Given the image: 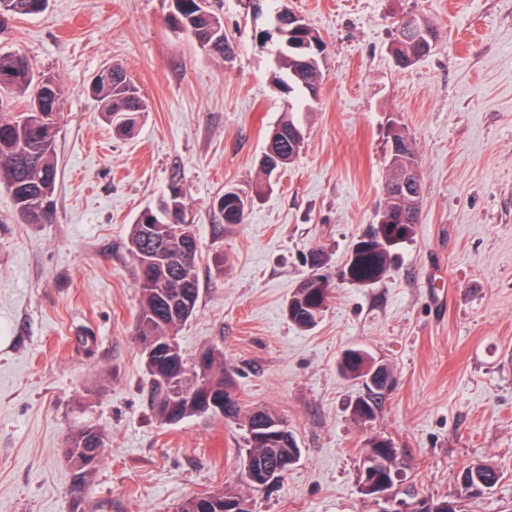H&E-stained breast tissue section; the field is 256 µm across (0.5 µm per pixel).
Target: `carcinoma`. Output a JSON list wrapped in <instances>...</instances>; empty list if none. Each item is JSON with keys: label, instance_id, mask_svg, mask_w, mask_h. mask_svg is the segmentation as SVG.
<instances>
[{"label": "carcinoma", "instance_id": "1", "mask_svg": "<svg viewBox=\"0 0 512 512\" xmlns=\"http://www.w3.org/2000/svg\"><path fill=\"white\" fill-rule=\"evenodd\" d=\"M48 0H0V33L19 16L42 13ZM274 32L260 35V48L277 39L275 64L281 82L288 90L305 94L318 92L325 75L322 71V53L312 59L289 47L296 36L288 29V8L281 0H273ZM173 29L189 34L199 48L222 59L233 53V45L224 32L221 19L210 9L199 8L195 0H169ZM434 43L419 41L414 34L397 37L393 43V56L398 61L427 56ZM92 91L101 104V111L118 134L131 136L137 116L148 111V105L137 87L127 79L124 70L114 65L97 73ZM24 102L21 111L13 107ZM40 103V112L34 114L29 107ZM63 106V89L55 76L36 71L30 57L20 51H0V185L11 194L16 216L26 224H41L50 216V206L56 183V128ZM302 131L300 119L290 111L284 113L271 131L259 171L269 179L286 168L299 155L300 150L288 142V132ZM390 147L389 172L385 184L384 204L379 217L398 219L396 224H375L364 232L366 239L355 241L356 258L348 265L350 280L372 284L389 270L392 253L401 243L412 238L418 223V206L405 195H397L392 186L404 179L408 171L418 168L416 148L407 130L396 123L387 133ZM243 195L223 194L218 198V209L226 224L243 223L248 208ZM165 207H147L140 212L130 233V252L138 271L140 311L137 317V336L140 341L177 339L180 327L196 312L199 300L198 246L194 225L186 224V205L178 189L162 197ZM332 291L328 279L313 280L306 277L294 290L286 304L288 320L302 330L315 327L325 311ZM376 361L364 350L348 348L338 360L340 372L346 377L367 381ZM184 369L186 382L201 384L198 395H181L175 399L180 419L202 413L199 397L224 395V359L215 350L208 349V360L202 368L189 361H175L159 357L145 363L147 376L153 369ZM376 401L359 398L352 414L361 422L371 420ZM247 432L246 455L264 465H278L300 451L292 432L278 439H256L257 427L275 423L280 417L265 411L243 414ZM67 457L76 469L79 479L85 480L104 458L102 434L90 425L75 430L68 440ZM502 473L485 462H472L459 474L460 484L470 491L478 484L490 488L497 485Z\"/></svg>", "mask_w": 512, "mask_h": 512}]
</instances>
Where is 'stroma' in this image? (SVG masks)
<instances>
[{
	"label": "stroma",
	"mask_w": 512,
	"mask_h": 512,
	"mask_svg": "<svg viewBox=\"0 0 512 512\" xmlns=\"http://www.w3.org/2000/svg\"><path fill=\"white\" fill-rule=\"evenodd\" d=\"M235 43L229 60L174 30L169 0H49L14 21L0 50L26 53L64 95L54 218L18 222L0 187V512H173L229 488L252 512H384L358 490L366 441L391 439L410 467L392 489L512 512V0H288L322 36L326 78L306 101L258 46L270 0H209ZM436 47L407 69L390 52L406 13ZM118 64L149 110L115 136L89 86ZM304 111L298 157L256 190L267 134ZM413 139L424 193L411 240L374 284L350 281L353 242L383 204L391 123ZM177 187L198 238L200 297L178 331L187 356L224 353L243 411L288 422L299 461L276 487L244 482L240 420L161 424L135 335L132 224ZM254 196L241 224L216 200ZM332 293L318 324L285 314L311 252ZM394 375L370 421L352 414L361 380L343 350ZM96 426L105 459L80 483L69 435ZM482 460L503 472L485 495L457 481ZM376 363L366 351L358 348L345 349L338 360L340 372L345 377L362 379L365 384H368L367 377Z\"/></svg>",
	"instance_id": "stroma-1"
}]
</instances>
